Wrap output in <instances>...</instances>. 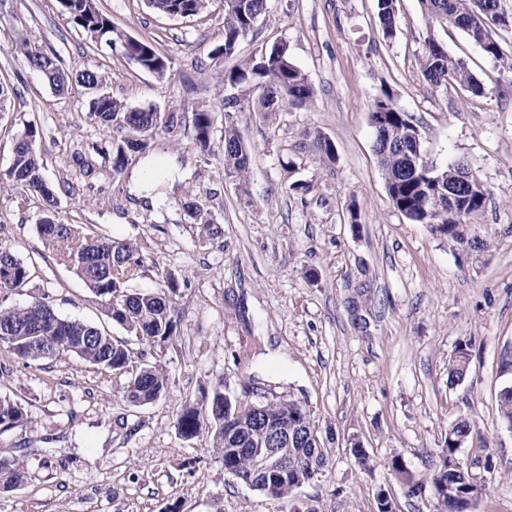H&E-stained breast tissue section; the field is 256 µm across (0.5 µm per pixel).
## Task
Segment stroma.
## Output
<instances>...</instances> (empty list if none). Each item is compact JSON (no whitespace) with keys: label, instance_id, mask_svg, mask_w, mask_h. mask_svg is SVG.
<instances>
[{"label":"stroma","instance_id":"35a3bbf8","mask_svg":"<svg viewBox=\"0 0 512 512\" xmlns=\"http://www.w3.org/2000/svg\"><path fill=\"white\" fill-rule=\"evenodd\" d=\"M118 30L156 44L170 61L165 79L126 58L121 45L90 38L58 0H0V83L11 110L0 116V173L13 140L35 123L56 217L133 242L142 266L131 288L152 290L169 275L178 329L163 344L130 341L142 361L160 363L168 391L131 406L126 378L73 355L24 363L0 350V396L30 421L0 432V457L25 473L0 492V512H283L228 480L209 434L184 440L175 428L184 405L218 386L244 399L277 395L306 403L329 464L295 497L316 512H377L376 491L392 486L396 512H434L431 495L408 497L387 470L391 457L424 478L433 449L458 416L472 438L461 456L485 490L469 512H512V429L499 419L500 390L512 385V73L463 33L429 30L419 0H398L385 37L375 0H266L255 29L224 58V0L172 18L145 0H98ZM435 34L467 61L485 88L434 87L421 74L425 39ZM285 40L314 97L306 107L263 114L245 100L232 116L248 145L251 172L224 170L218 81L257 50ZM58 59L69 73H98L101 92L136 108H175L181 123L157 134L122 173L99 151L105 137L88 117L80 84L56 93L24 63L20 43ZM410 114L422 155L443 170L466 157L490 192L469 222L473 248L415 224L390 203L374 152L369 110L383 94ZM212 110L208 148L192 116ZM336 148L316 152L315 136ZM203 205L211 227L185 205ZM38 198L0 190V243L30 268L24 288L0 296L9 307L50 297L64 316L108 329L100 300L45 249ZM471 343L464 380L448 383L460 341ZM363 443L360 467L351 440Z\"/></svg>","mask_w":512,"mask_h":512}]
</instances>
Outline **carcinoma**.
I'll return each mask as SVG.
<instances>
[{"mask_svg": "<svg viewBox=\"0 0 512 512\" xmlns=\"http://www.w3.org/2000/svg\"><path fill=\"white\" fill-rule=\"evenodd\" d=\"M62 12L77 27L90 36L114 43L112 20L98 7L97 0H58ZM397 0H376L377 14L385 36H393L397 23ZM210 0H147L154 12L171 17H194L206 12ZM424 18L429 27L448 26L464 33L483 52L512 71V62L504 61L499 43L493 37L496 27H512V13H508L502 0H420ZM265 9V0H224V45L222 54L234 55L245 31L254 29ZM138 52L139 67L164 79L169 70V59L161 55L148 41H136L132 49L124 50L126 57ZM24 61L40 72L54 90L68 91L72 76L56 60L23 43L18 48ZM421 72L424 80L435 87L456 84L478 96L483 93L480 83L460 58L448 54L432 35L425 41ZM226 91L264 87L267 96L259 101L264 112H276L282 107H301L309 103L314 91L308 78L296 67L286 42L262 49L236 67L224 72L221 80ZM373 112L387 114V124L375 129L374 151L385 176L387 192L395 209L416 224H427L432 231L448 236L460 244L480 247L483 242L470 236L471 227L457 231L460 218L477 213L486 207L489 191L485 184L475 183L464 189L463 207L455 210L448 200L432 195L433 187L423 178H415L405 170L396 148L413 144L418 136L412 118L397 108L388 93L371 106ZM89 117L100 127L111 129L118 122L128 131L127 137L108 142L100 151L112 160V170L122 172L129 158L145 154L148 143L143 137L159 131L174 132V114L159 112L154 107L132 108L108 94L96 95L89 102ZM214 117L202 109L194 113L195 140L207 147ZM35 126H25L16 135L12 159L8 169L0 174V184L23 188L39 195L46 204L45 215L37 225L40 238L55 250L57 260L71 269L97 297L104 302L107 316L142 344L159 345L173 336L178 328L171 293L176 283L150 291H136L127 286L140 270L141 260L135 246L117 242L102 235L80 234L75 225L62 224L54 218L56 191L44 177V161L36 150ZM251 154L236 125L224 121V169L246 179L250 171ZM30 275L29 267L10 247L0 245V292H12L24 287ZM8 349L17 358L28 361L52 360L72 354L100 371L129 375L123 400L131 406H144L156 402L167 390V377L157 363L133 364L128 341L115 339L108 331L79 319L62 316L43 297L24 305L0 306V348ZM470 363V343L458 344L454 358L448 362V384L463 379ZM498 411L502 421L512 427V386L504 387L498 398ZM265 415L272 424L283 417L288 423L305 425L299 448L288 471L267 460L264 426L254 423L253 403L236 399L222 388H216L201 407L187 405L177 418L176 428L185 439H193L207 432L211 434L213 448L224 461V469L232 470L246 479H253L257 492L271 495L274 500H288L302 483L313 479L315 468L327 466L328 457L313 456L317 444L307 442V431L318 429L307 405L288 399L265 400ZM29 422L28 413L21 403L0 396V429L23 428ZM473 435V425L465 416L458 417L445 432L437 456L439 462L430 473L428 483L417 480L400 457L388 463L392 476L415 496L417 490L427 486L433 494L436 512H460L467 498L482 493V486L469 472L460 473L449 465L457 455L460 442ZM25 475L9 459H0V491L17 489Z\"/></svg>", "mask_w": 512, "mask_h": 512, "instance_id": "carcinoma-1", "label": "carcinoma"}]
</instances>
